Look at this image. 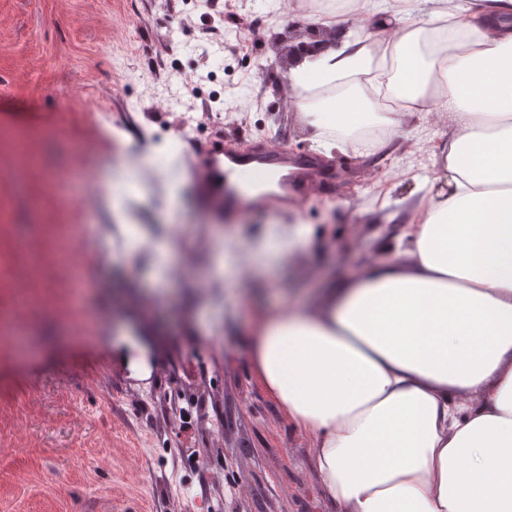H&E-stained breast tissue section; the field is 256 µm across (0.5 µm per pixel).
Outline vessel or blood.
<instances>
[{
  "mask_svg": "<svg viewBox=\"0 0 512 512\" xmlns=\"http://www.w3.org/2000/svg\"><path fill=\"white\" fill-rule=\"evenodd\" d=\"M185 166L207 205L231 219L250 208L302 202L322 158L313 151L295 154L268 141L243 149L216 136L186 156Z\"/></svg>",
  "mask_w": 512,
  "mask_h": 512,
  "instance_id": "b4317fda",
  "label": "vessel or blood"
}]
</instances>
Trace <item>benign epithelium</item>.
<instances>
[{
	"instance_id": "obj_1",
	"label": "benign epithelium",
	"mask_w": 512,
	"mask_h": 512,
	"mask_svg": "<svg viewBox=\"0 0 512 512\" xmlns=\"http://www.w3.org/2000/svg\"><path fill=\"white\" fill-rule=\"evenodd\" d=\"M339 39L340 33L335 30L327 31L298 19L289 23L284 32L272 34L263 44V48H268L275 54L271 67H277L280 73L285 74L310 54L336 45Z\"/></svg>"
}]
</instances>
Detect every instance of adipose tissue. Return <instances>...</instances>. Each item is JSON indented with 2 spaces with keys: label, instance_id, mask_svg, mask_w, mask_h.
I'll return each mask as SVG.
<instances>
[{
  "label": "adipose tissue",
  "instance_id": "1",
  "mask_svg": "<svg viewBox=\"0 0 512 512\" xmlns=\"http://www.w3.org/2000/svg\"><path fill=\"white\" fill-rule=\"evenodd\" d=\"M394 67L392 97L436 106L448 141L388 259L259 316L252 368L314 440L338 512H512V0H383L339 47L291 69L311 139L369 155L401 129L359 95L316 86ZM314 233L268 231L279 264Z\"/></svg>",
  "mask_w": 512,
  "mask_h": 512
}]
</instances>
